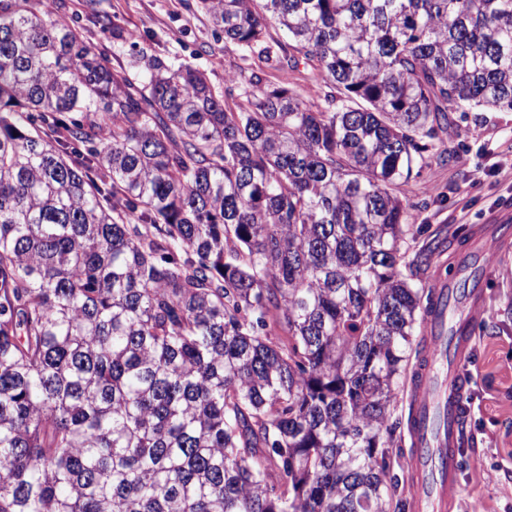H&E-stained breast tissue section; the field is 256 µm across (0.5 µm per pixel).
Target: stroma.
Masks as SVG:
<instances>
[{"instance_id":"35a3bbf8","label":"stroma","mask_w":512,"mask_h":512,"mask_svg":"<svg viewBox=\"0 0 512 512\" xmlns=\"http://www.w3.org/2000/svg\"><path fill=\"white\" fill-rule=\"evenodd\" d=\"M54 18L98 43L113 70L143 77L142 53L204 70L217 93L243 67L242 51L217 35L195 0H50ZM135 33L119 40L88 21L91 10ZM446 138L454 155L432 165L397 193L411 204L413 223L442 244L441 262L473 253L463 234L479 236L491 224L512 221V112L452 113ZM480 279L485 313L476 325L461 369L468 378L458 453L459 490L452 512L485 498L491 512H512V239L496 244Z\"/></svg>"}]
</instances>
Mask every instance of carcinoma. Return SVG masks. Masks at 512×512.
Instances as JSON below:
<instances>
[{"label":"carcinoma","instance_id":"1","mask_svg":"<svg viewBox=\"0 0 512 512\" xmlns=\"http://www.w3.org/2000/svg\"><path fill=\"white\" fill-rule=\"evenodd\" d=\"M199 7L318 102L156 55L132 82L0 0V512L402 509L441 251L394 187L448 113L512 110V0Z\"/></svg>","mask_w":512,"mask_h":512}]
</instances>
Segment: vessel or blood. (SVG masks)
Listing matches in <instances>:
<instances>
[{
    "label": "vessel or blood",
    "mask_w": 512,
    "mask_h": 512,
    "mask_svg": "<svg viewBox=\"0 0 512 512\" xmlns=\"http://www.w3.org/2000/svg\"><path fill=\"white\" fill-rule=\"evenodd\" d=\"M448 310L434 311L426 320L430 334L426 361L416 374L409 399L414 421L408 430L412 453L408 465L415 477L412 502L415 512H444L457 493L456 445L461 423V408L468 382L458 365L464 356L469 338L462 335L441 343L439 329L448 325ZM442 405L448 416L444 457H434L435 445L427 418L435 405Z\"/></svg>",
    "instance_id": "b4317fda"
}]
</instances>
